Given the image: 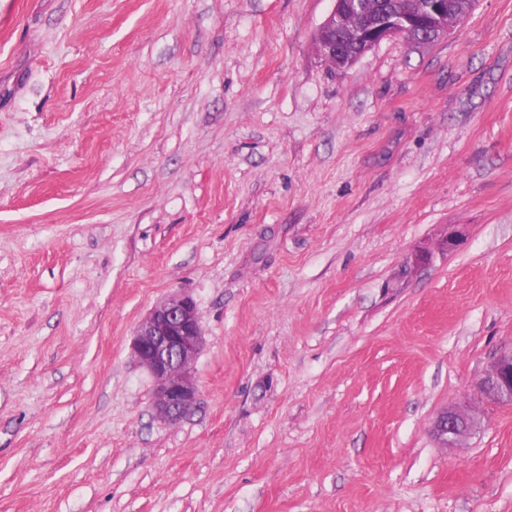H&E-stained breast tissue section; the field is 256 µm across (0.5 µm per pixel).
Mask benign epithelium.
<instances>
[{
	"label": "benign epithelium",
	"instance_id": "benign-epithelium-1",
	"mask_svg": "<svg viewBox=\"0 0 512 512\" xmlns=\"http://www.w3.org/2000/svg\"><path fill=\"white\" fill-rule=\"evenodd\" d=\"M447 9L446 0H426L415 14L389 6L371 14L363 0H335L317 30L316 49L329 67L346 70L385 39L411 36L428 42L448 33V27L441 25ZM349 14L360 18L352 33L343 30ZM203 339L196 304L188 295L176 294L160 302L138 325L131 350L154 381L153 409L159 418L176 422L196 405L193 365ZM475 397L482 403L512 406V349L501 352L479 377ZM480 426L475 410L450 404L437 414L432 432L442 447L460 448Z\"/></svg>",
	"mask_w": 512,
	"mask_h": 512
}]
</instances>
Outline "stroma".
I'll return each mask as SVG.
<instances>
[{
    "label": "stroma",
    "instance_id": "35a3bbf8",
    "mask_svg": "<svg viewBox=\"0 0 512 512\" xmlns=\"http://www.w3.org/2000/svg\"><path fill=\"white\" fill-rule=\"evenodd\" d=\"M333 6L0 0V512H512V0L341 74ZM184 292L170 424L131 341ZM482 403L512 406V349L501 352L475 384ZM481 426V417L467 406L449 404L432 424V432L443 448H461Z\"/></svg>",
    "mask_w": 512,
    "mask_h": 512
}]
</instances>
